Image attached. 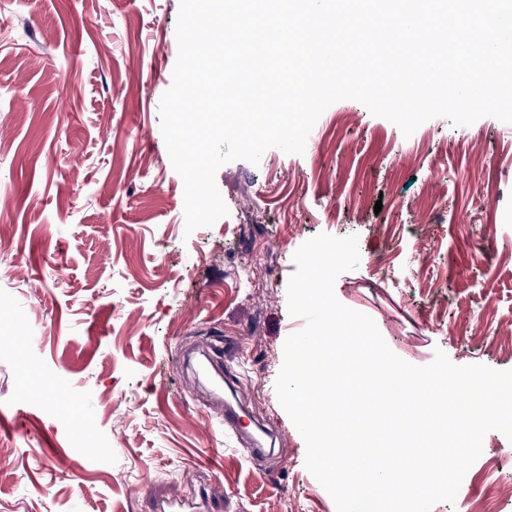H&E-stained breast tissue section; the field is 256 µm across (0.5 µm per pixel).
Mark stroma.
<instances>
[{"label": "stroma", "mask_w": 512, "mask_h": 512, "mask_svg": "<svg viewBox=\"0 0 512 512\" xmlns=\"http://www.w3.org/2000/svg\"><path fill=\"white\" fill-rule=\"evenodd\" d=\"M179 9L0 0V512H156L183 496L206 512H336L275 389L305 326L288 309L294 254L321 233L357 235L335 295L398 357L512 370L491 348L512 336V124L438 117L407 137L340 100L303 153L220 167L227 215L186 232L159 114ZM218 340L238 351L225 384L277 438L264 455L221 431L184 360ZM81 427L108 453L73 458ZM491 459L494 483L512 479L498 431L472 473Z\"/></svg>", "instance_id": "obj_1"}]
</instances>
